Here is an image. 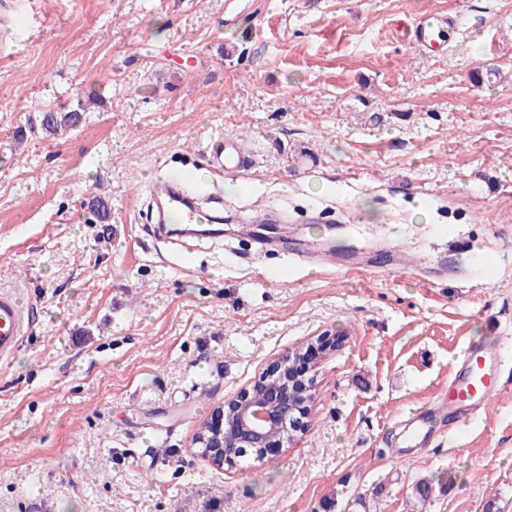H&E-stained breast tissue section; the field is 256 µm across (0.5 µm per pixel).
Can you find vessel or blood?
Masks as SVG:
<instances>
[{
  "mask_svg": "<svg viewBox=\"0 0 512 512\" xmlns=\"http://www.w3.org/2000/svg\"><path fill=\"white\" fill-rule=\"evenodd\" d=\"M456 20L449 17L427 16L414 27L412 40L422 50L442 45ZM251 162L241 152L236 139L229 138L222 150L209 159L211 173L224 180H235L248 171ZM157 224L166 226L176 221L183 225L196 223L200 209L183 191L178 180L156 185ZM30 326L29 315L15 294L0 292V361H7L20 347ZM512 361V352L467 344L457 358L458 369L448 380L447 422L455 429L465 428L483 412L493 395L512 388L502 380L500 370ZM437 408L428 405L418 409L411 418L413 436L419 445H428L440 435L435 421Z\"/></svg>",
  "mask_w": 512,
  "mask_h": 512,
  "instance_id": "b4317fda",
  "label": "vessel or blood"
}]
</instances>
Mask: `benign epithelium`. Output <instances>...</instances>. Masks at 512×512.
Instances as JSON below:
<instances>
[{
  "label": "benign epithelium",
  "instance_id": "benign-epithelium-1",
  "mask_svg": "<svg viewBox=\"0 0 512 512\" xmlns=\"http://www.w3.org/2000/svg\"><path fill=\"white\" fill-rule=\"evenodd\" d=\"M305 359L306 349L285 355L273 373L276 387L260 391L254 384L243 388L217 410L225 416V425L211 429V422L201 424L194 444L205 448L211 465L223 467L239 448L292 447L306 430L308 404L315 393L314 386L297 387L291 379L293 367Z\"/></svg>",
  "mask_w": 512,
  "mask_h": 512
}]
</instances>
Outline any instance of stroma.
Returning a JSON list of instances; mask_svg holds the SVG:
<instances>
[{"mask_svg":"<svg viewBox=\"0 0 512 512\" xmlns=\"http://www.w3.org/2000/svg\"><path fill=\"white\" fill-rule=\"evenodd\" d=\"M0 512H512V392L407 441L466 343L512 341V0H0ZM457 16L423 52L410 28ZM98 100L77 129L40 109ZM253 156L223 232L157 239L155 178ZM111 206L99 221L94 194ZM464 234L452 238L448 227ZM304 253L308 262L292 261ZM307 431L214 468L200 422L316 337ZM433 487L429 499L417 481ZM88 108L85 104L78 102L75 108L61 112L55 109H46L38 112V126L37 123L31 121L30 127L39 129L46 137L57 136L69 130L77 128L83 123L85 113ZM29 315L15 294L0 292V361H7L22 344ZM437 408L428 405L418 409L410 419L413 425V436L420 446H427L433 439L440 436V429L435 426Z\"/></svg>","mask_w":512,"mask_h":512,"instance_id":"35a3bbf8","label":"stroma"}]
</instances>
